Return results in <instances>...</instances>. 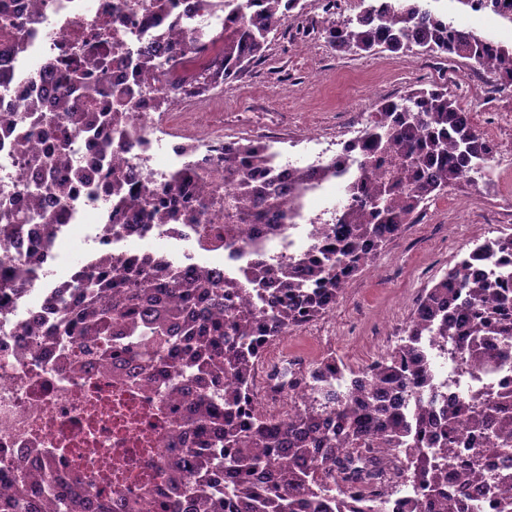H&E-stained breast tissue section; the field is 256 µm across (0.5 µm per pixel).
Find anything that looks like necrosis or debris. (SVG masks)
Listing matches in <instances>:
<instances>
[{"label":"necrosis or debris","instance_id":"necrosis-or-debris-1","mask_svg":"<svg viewBox=\"0 0 512 512\" xmlns=\"http://www.w3.org/2000/svg\"><path fill=\"white\" fill-rule=\"evenodd\" d=\"M212 2L166 0L160 11L156 0H0V215L26 221L18 238L0 243V253L19 260L38 257L35 285L0 306V499L17 491L22 470L42 469L50 474L42 489L47 500L80 486L112 512H133L142 484L155 485L160 497L171 496L161 465L177 461L184 447L213 440L207 430L184 435L175 428L157 371L112 373L115 337L55 333L62 316L75 312L82 298L76 272L62 253L73 228H80L83 244L94 253L124 254L135 247L165 259L170 245L185 246L176 265L183 274L221 273L236 264L223 246L182 225L158 223L153 214L131 219L116 213L101 188L112 172L136 185L162 187L191 155L206 173L193 183L191 194L202 204L205 222L223 223L224 123L208 107V92L201 87L202 67L221 65V55L212 48L199 61L164 74L137 75L132 67L133 59L162 57L166 44L188 34L202 38L223 28L224 13ZM458 14L472 27L512 30V6L496 8L492 0H463ZM86 54L100 62L94 93L82 83L60 81ZM177 82L198 87L195 110L181 111L182 95L169 91ZM131 85L140 92L127 107L136 146L114 149L102 164L96 138H70L65 152L71 166L82 169L84 188L64 196L56 230L45 238L42 225L29 220L33 208L25 185L59 186L67 175L30 164L32 157L53 154L57 147L56 140L42 136L40 114L58 112L63 100L76 110L97 112ZM162 96L167 110L154 109V99ZM332 189L323 182L308 191L297 222L285 225L277 237L249 226L241 228V236L272 265L305 251L304 229L315 220L332 221L334 208L325 202ZM111 223L117 235L108 234ZM427 353L432 364L427 392L438 403L512 389V360L463 373L435 347Z\"/></svg>","mask_w":512,"mask_h":512}]
</instances>
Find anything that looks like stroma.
<instances>
[{
    "label": "stroma",
    "instance_id": "35a3bbf8",
    "mask_svg": "<svg viewBox=\"0 0 512 512\" xmlns=\"http://www.w3.org/2000/svg\"><path fill=\"white\" fill-rule=\"evenodd\" d=\"M269 55L212 95L209 105L229 130L275 126L289 156L335 155L343 127L370 119L375 102L396 100L414 88L441 84L440 57L413 48L399 54L342 57L331 47L306 53L287 30L269 37ZM512 202V165L497 183L476 193L453 187L441 224L411 219L388 241L376 263L349 283L335 308L320 319V344L294 331L302 354L335 357L358 369L399 343L415 300L453 267L462 254L502 231L497 216Z\"/></svg>",
    "mask_w": 512,
    "mask_h": 512
}]
</instances>
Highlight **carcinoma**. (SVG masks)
I'll use <instances>...</instances> for the list:
<instances>
[{
    "instance_id": "carcinoma-1",
    "label": "carcinoma",
    "mask_w": 512,
    "mask_h": 512,
    "mask_svg": "<svg viewBox=\"0 0 512 512\" xmlns=\"http://www.w3.org/2000/svg\"><path fill=\"white\" fill-rule=\"evenodd\" d=\"M301 0H221L224 29L211 43L219 45L224 65L205 74L217 85L237 78L266 59L269 35L299 13ZM327 43L342 55L398 53L413 45L448 59H465L470 67L512 82V49L492 47L470 30H449L448 18L425 7V0H392L385 17L365 8L353 17L322 27ZM187 39L173 47L167 62L181 64L193 50ZM64 126L45 118L47 133L66 141L96 125L120 127L125 114L78 112L63 106ZM483 143L469 112L448 96V89H414L398 101L377 105L357 141L341 152L361 156L348 177L354 200L336 208V223L316 233L309 251L274 270L260 257L220 278L201 270L180 275L161 268L150 254L130 257L99 252L91 266L82 262L78 277L87 298L58 336H134L138 348L112 363L115 374L147 371L163 362L170 383L191 380L185 412L175 423L186 434L211 428L221 439L224 459L203 448H186L169 465L164 479L173 499L153 501L154 512H382L391 496L390 466L410 448L397 467L404 483L418 489L414 499L398 502L397 512H474L466 501L478 480L495 512H512V501L499 498L498 487L512 483L511 469H487L491 459L512 452V390L480 392L435 411L425 397L431 379L424 339L448 346L461 369L476 362L512 358V283L470 279V266L512 264V234L488 237L466 252L435 284L422 291L405 336L387 356L357 371L334 357L288 380L309 396L288 418L274 423L253 413L250 385L264 347L274 339L331 311L351 278L373 262L385 243L432 196L450 185L482 177ZM335 155L318 168L298 166L288 195H300L314 181L345 176ZM200 178L193 160L154 195L112 176L110 196L120 210L132 212L154 203L160 223L178 222L238 253L241 227L269 211L280 221L263 224L268 236L280 234L295 212L281 210V199L267 168V147L240 139L224 143V180L235 192L224 198V223L204 224L200 211L182 206L189 185ZM23 224L0 220V241L18 237ZM36 256L0 271V301L7 293L33 284ZM267 288L260 307L250 304L255 288ZM416 406L405 411L404 401ZM224 469V486L212 478ZM40 470L23 475L18 498L0 512H45L28 497L27 486L42 484ZM54 512H109L92 508L77 488Z\"/></svg>"
}]
</instances>
